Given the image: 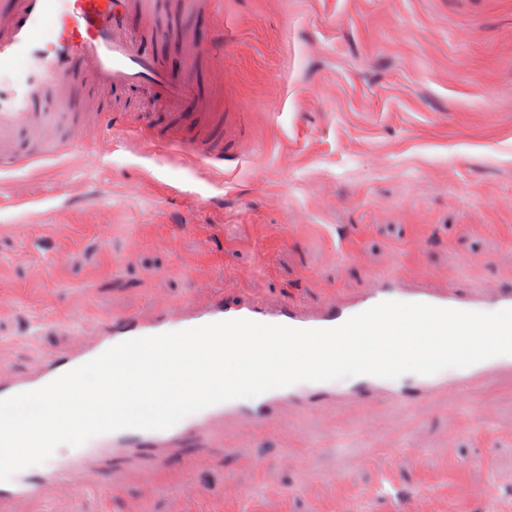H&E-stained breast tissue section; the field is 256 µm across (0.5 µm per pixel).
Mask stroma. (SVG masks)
Here are the masks:
<instances>
[{
    "label": "stroma",
    "instance_id": "1",
    "mask_svg": "<svg viewBox=\"0 0 512 512\" xmlns=\"http://www.w3.org/2000/svg\"><path fill=\"white\" fill-rule=\"evenodd\" d=\"M217 19L224 39L197 81L216 107L241 103L251 156L213 168L129 138L140 112L180 127L141 93L103 113L91 155L0 170V367L29 370L68 343L71 316L89 334L219 288L317 304L396 265L436 288L512 278V0H222ZM20 177L36 204H13ZM37 321L49 329L30 334ZM480 401V437L452 392L403 421L375 404L285 434L231 425L200 459L197 490L215 512L249 489L265 512H310L391 466L405 500L379 496L363 512L508 506L512 381ZM344 433L352 443L336 449ZM346 468L350 482L336 480ZM117 481L125 512L186 510L180 468Z\"/></svg>",
    "mask_w": 512,
    "mask_h": 512
}]
</instances>
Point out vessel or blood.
<instances>
[{
    "label": "vessel or blood",
    "mask_w": 512,
    "mask_h": 512,
    "mask_svg": "<svg viewBox=\"0 0 512 512\" xmlns=\"http://www.w3.org/2000/svg\"><path fill=\"white\" fill-rule=\"evenodd\" d=\"M0 0V72L21 70L16 82H0V167H21L59 151H74L88 141L79 111L89 91L136 94L148 91L179 114L192 130L189 139L169 134L161 144L187 148L197 161L221 163L248 157L253 147L244 134L243 112H216L190 76L206 47L180 32L179 12L197 0ZM56 34L44 40L47 23ZM178 44L184 76L173 74L172 59L161 51L165 40ZM54 95L72 122L61 140L45 139L50 122L40 103ZM399 300L442 308L484 312L512 308V279L498 288L451 285L432 288L425 278L414 279L400 268L369 276L359 294L329 300L310 308L287 301L277 305L241 295H215L204 303L187 298L162 305L148 315L129 312L99 323L95 333L81 335L80 317L66 324L72 340L46 354L29 372L0 370V399L39 389L61 374L99 356L113 345L134 337L181 331L230 319L284 325L296 329H329L343 324L381 302ZM512 378V355L493 357L466 368L432 376L404 375L396 379L361 375L342 383L299 382L257 397L234 399L187 415L166 430L125 429L94 436L71 451L50 456L41 468H25L0 483V510L32 499H45L59 487H73L78 499L117 492L113 475L122 468L182 466L187 483L197 470L193 450L206 449L225 424L248 423L262 431L288 427L289 416L323 409L386 403L398 415L433 403L448 390L465 394L463 411L476 434L485 424L479 403L470 392Z\"/></svg>",
    "instance_id": "obj_1"
}]
</instances>
